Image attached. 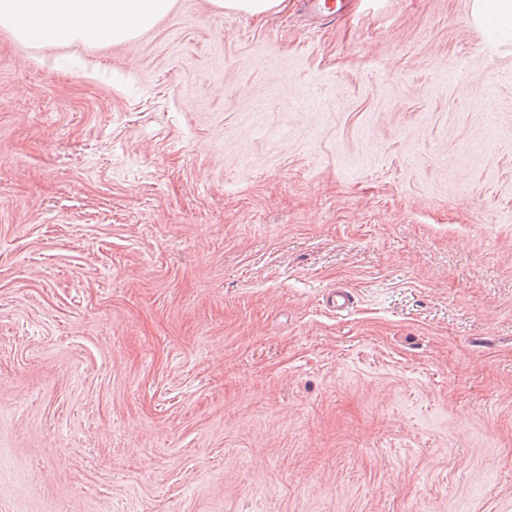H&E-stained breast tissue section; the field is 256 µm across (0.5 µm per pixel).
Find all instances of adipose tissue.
Returning <instances> with one entry per match:
<instances>
[{"instance_id": "adipose-tissue-1", "label": "adipose tissue", "mask_w": 512, "mask_h": 512, "mask_svg": "<svg viewBox=\"0 0 512 512\" xmlns=\"http://www.w3.org/2000/svg\"><path fill=\"white\" fill-rule=\"evenodd\" d=\"M175 0H0V26L25 41L131 39L168 14ZM472 15L499 42L512 41V0H474Z\"/></svg>"}]
</instances>
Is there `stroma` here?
<instances>
[{"instance_id":"stroma-1","label":"stroma","mask_w":512,"mask_h":512,"mask_svg":"<svg viewBox=\"0 0 512 512\" xmlns=\"http://www.w3.org/2000/svg\"><path fill=\"white\" fill-rule=\"evenodd\" d=\"M301 6L0 26V512H512V44Z\"/></svg>"}]
</instances>
